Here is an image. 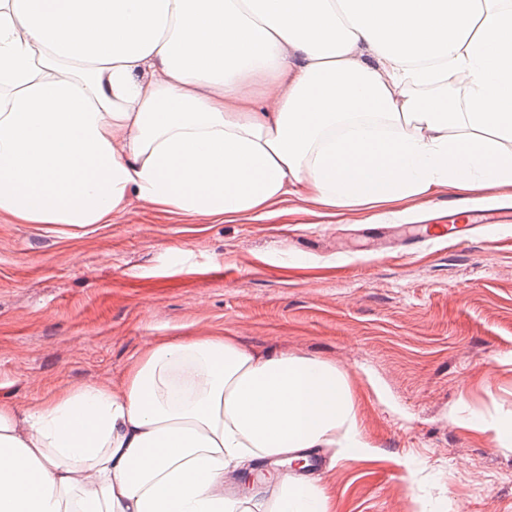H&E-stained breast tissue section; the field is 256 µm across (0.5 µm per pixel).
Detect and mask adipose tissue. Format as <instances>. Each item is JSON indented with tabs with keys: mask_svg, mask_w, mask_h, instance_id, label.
Masks as SVG:
<instances>
[{
	"mask_svg": "<svg viewBox=\"0 0 512 512\" xmlns=\"http://www.w3.org/2000/svg\"><path fill=\"white\" fill-rule=\"evenodd\" d=\"M512 188V0H0V216L223 221L291 194L389 215ZM369 453L347 375L229 336L151 346L120 390L0 404V512H329L226 475Z\"/></svg>",
	"mask_w": 512,
	"mask_h": 512,
	"instance_id": "1",
	"label": "adipose tissue"
}]
</instances>
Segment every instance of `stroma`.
Here are the masks:
<instances>
[{
	"mask_svg": "<svg viewBox=\"0 0 512 512\" xmlns=\"http://www.w3.org/2000/svg\"><path fill=\"white\" fill-rule=\"evenodd\" d=\"M449 190L406 219L323 216L298 196L264 220L162 214L108 224L0 219V403L35 409L119 389L150 345L232 336L347 373L361 459L320 448L331 512H512V446L469 426L512 421V223L441 235Z\"/></svg>",
	"mask_w": 512,
	"mask_h": 512,
	"instance_id": "1",
	"label": "stroma"
}]
</instances>
